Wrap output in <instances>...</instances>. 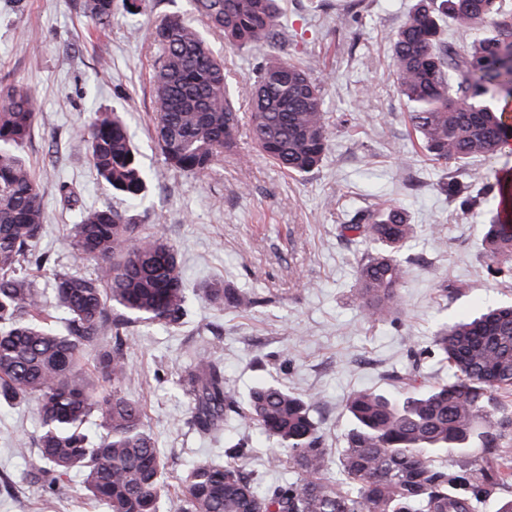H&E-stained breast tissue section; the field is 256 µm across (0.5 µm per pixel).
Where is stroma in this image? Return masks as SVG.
I'll return each mask as SVG.
<instances>
[{
	"label": "stroma",
	"mask_w": 512,
	"mask_h": 512,
	"mask_svg": "<svg viewBox=\"0 0 512 512\" xmlns=\"http://www.w3.org/2000/svg\"><path fill=\"white\" fill-rule=\"evenodd\" d=\"M287 0V29L295 42L267 48L222 51L226 76L241 116L250 114V78L267 53L316 60L328 77L325 109L330 147L321 165L291 176L258 155L248 124H241L234 153L203 175L168 169L153 134L150 84L159 49L150 30L165 15H189V0H145L137 14L116 11L100 29L75 0H0V84L21 83L35 92L44 120L20 149L43 193L47 230L37 252L61 271H91L67 245L78 213L56 193L75 185L85 208L115 205L92 170L75 127L91 112L120 113L142 165L156 172L144 200L127 213L157 225L177 250L189 288L219 279L256 294L259 304L235 313L192 296L190 315L179 329L142 323L128 346L130 374L125 393L139 400L145 423L167 466L172 492L161 512H174L173 492L194 463L224 454V439L188 428L187 398L179 375L191 357L206 351L221 359L224 376L240 399L259 382L271 381L313 397L329 449V478L349 425L347 398L371 389L396 394V375L412 363L414 350L431 345L436 324L512 299L507 287L487 275L482 208L461 213L441 186L464 180L475 166L512 174V152L482 163L440 166L427 160L411 135L407 108L388 76V37L414 9L416 0H363L359 21L340 16L344 0ZM382 199L403 206L414 226L405 249L412 263L399 295L402 313L366 322L355 296L361 239L344 231L349 214ZM38 423L33 405L0 408V512H105L81 493L72 473L57 498L44 500L24 477L22 448H33ZM226 437L246 438L247 470L261 486L298 480L290 468L271 469V448L254 427L237 418Z\"/></svg>",
	"instance_id": "obj_1"
}]
</instances>
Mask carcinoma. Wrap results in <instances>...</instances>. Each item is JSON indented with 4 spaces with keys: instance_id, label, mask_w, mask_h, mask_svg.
Masks as SVG:
<instances>
[{
    "instance_id": "carcinoma-1",
    "label": "carcinoma",
    "mask_w": 512,
    "mask_h": 512,
    "mask_svg": "<svg viewBox=\"0 0 512 512\" xmlns=\"http://www.w3.org/2000/svg\"><path fill=\"white\" fill-rule=\"evenodd\" d=\"M201 30L173 13L150 32L161 54L151 76L155 141L175 171L197 175L232 151L239 118L224 59L206 34L227 48L277 42L278 0H190ZM114 0H81L94 23L112 22ZM451 22L455 47L442 38ZM391 72L411 128L432 160L448 164L497 157L512 139V7L503 0H417L392 36ZM328 77L276 56L256 71L251 135L270 161L303 176L323 160L329 135L324 87ZM40 117L36 95L8 87L0 100V407L35 404L36 448L24 476L56 496L71 473H82L85 495L107 512H159L168 494L166 463L147 430L141 404L123 391L130 372L127 345L147 322L173 328L188 309L178 254L163 231H146L126 211L84 209L69 246L96 273L50 267L35 247L46 231L43 196L16 152ZM86 142L90 165L105 189L127 200L152 180L137 158L118 112L98 111L73 131ZM469 211L481 195L496 201L484 246L487 272L512 281V178L474 169L468 182L447 184ZM347 228L374 247L356 265V299L364 318L380 322L398 305L409 273L402 256L413 236L406 212L389 204L356 211ZM49 271L50 292L27 275ZM210 304L236 312L258 299L222 281L202 288ZM110 334L112 343H103ZM433 354L448 380L426 384L418 363L401 375L397 397L372 390L349 396L350 427L339 468L345 483L326 477L328 448L313 415V398L261 382L239 405L224 365L200 357L179 376L190 404L188 424L205 436L224 432L234 414L258 426L272 446L267 466L301 476L258 490L242 471L249 449L224 448L233 462L201 460L181 478L177 512H479L489 494L512 489V304L440 324ZM93 370H88V362ZM474 454L462 465L458 457ZM445 461L436 463L433 457Z\"/></svg>"
}]
</instances>
